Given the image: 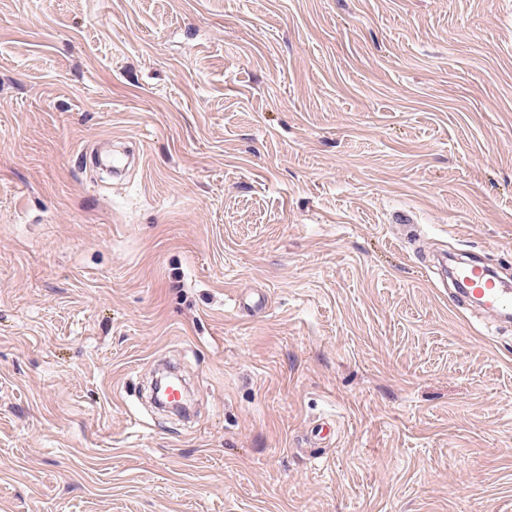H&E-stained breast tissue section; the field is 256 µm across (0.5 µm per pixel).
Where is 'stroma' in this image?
I'll return each mask as SVG.
<instances>
[{
    "mask_svg": "<svg viewBox=\"0 0 512 512\" xmlns=\"http://www.w3.org/2000/svg\"><path fill=\"white\" fill-rule=\"evenodd\" d=\"M459 250L512 281V0H0V512H512Z\"/></svg>",
    "mask_w": 512,
    "mask_h": 512,
    "instance_id": "obj_1",
    "label": "stroma"
}]
</instances>
